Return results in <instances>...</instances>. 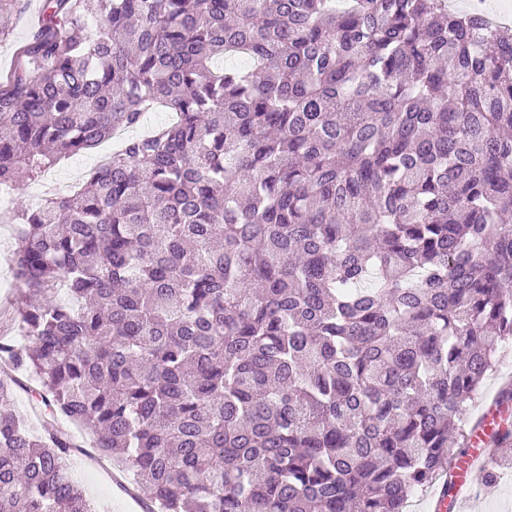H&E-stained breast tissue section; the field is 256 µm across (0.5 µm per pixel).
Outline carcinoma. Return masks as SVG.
<instances>
[{
    "label": "carcinoma",
    "instance_id": "cac0c4a2",
    "mask_svg": "<svg viewBox=\"0 0 512 512\" xmlns=\"http://www.w3.org/2000/svg\"><path fill=\"white\" fill-rule=\"evenodd\" d=\"M157 110L6 217L0 512H99L17 388L147 512L454 499L512 336V27L448 0H40L0 75V187ZM495 404L512 447L511 383ZM12 248L7 257H4L5 252L11 247L10 241L4 235L3 229L0 224V312L5 307L9 306L16 297V288L14 277L11 272V256L12 250L15 245L13 228H11ZM511 377L512 363L510 365L507 362L501 363L499 365L498 371L485 380L481 389V396H479L480 398L471 408L470 413L474 417H477L487 412L491 407L494 396L499 390L502 380ZM491 420L492 418L488 414H484L482 417L481 429L484 426L485 431L488 432Z\"/></svg>",
    "mask_w": 512,
    "mask_h": 512
}]
</instances>
